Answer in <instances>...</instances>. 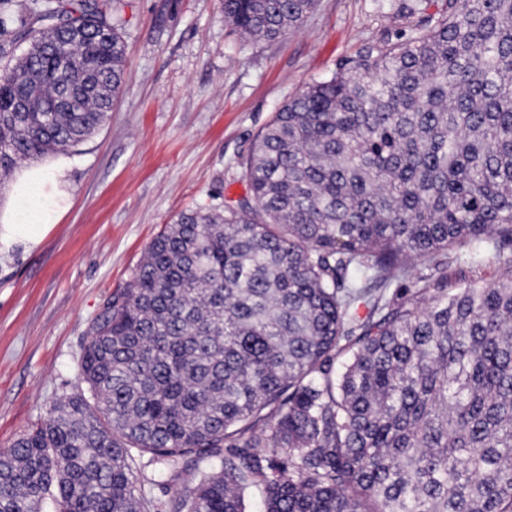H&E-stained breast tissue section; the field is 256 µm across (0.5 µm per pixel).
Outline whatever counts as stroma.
<instances>
[{"label": "stroma", "mask_w": 512, "mask_h": 512, "mask_svg": "<svg viewBox=\"0 0 512 512\" xmlns=\"http://www.w3.org/2000/svg\"><path fill=\"white\" fill-rule=\"evenodd\" d=\"M125 82L107 123L63 154L71 205L34 250L0 260V448L56 398L85 391L91 319L151 240L198 203L248 191L257 133L306 84L411 17L318 0L301 29L241 40L222 0H121Z\"/></svg>", "instance_id": "stroma-1"}]
</instances>
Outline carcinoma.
Here are the masks:
<instances>
[{"mask_svg": "<svg viewBox=\"0 0 512 512\" xmlns=\"http://www.w3.org/2000/svg\"><path fill=\"white\" fill-rule=\"evenodd\" d=\"M14 2L1 177L98 131L125 72L114 0ZM316 4L223 0L224 23L274 39ZM246 176L104 301L87 392L0 449V512H149L138 459L195 475L167 512H246L253 487L263 512H512V0L366 43L274 113ZM488 254L504 275L449 282Z\"/></svg>", "mask_w": 512, "mask_h": 512, "instance_id": "1", "label": "carcinoma"}]
</instances>
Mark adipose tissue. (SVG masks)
Here are the masks:
<instances>
[{
    "instance_id": "1",
    "label": "adipose tissue",
    "mask_w": 512,
    "mask_h": 512,
    "mask_svg": "<svg viewBox=\"0 0 512 512\" xmlns=\"http://www.w3.org/2000/svg\"><path fill=\"white\" fill-rule=\"evenodd\" d=\"M69 188L65 165L24 170L13 186L16 211L0 221V255L36 248L50 230L56 209L68 202Z\"/></svg>"
}]
</instances>
